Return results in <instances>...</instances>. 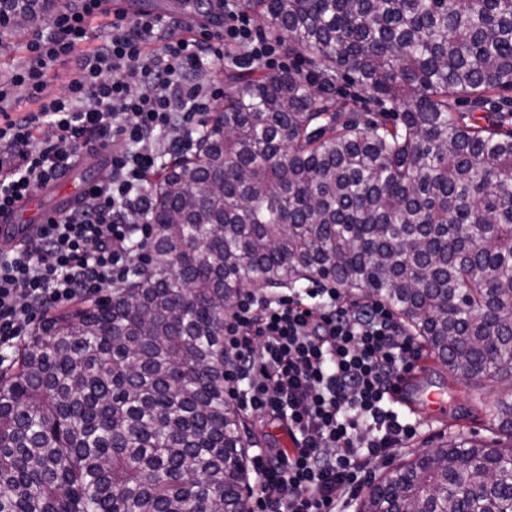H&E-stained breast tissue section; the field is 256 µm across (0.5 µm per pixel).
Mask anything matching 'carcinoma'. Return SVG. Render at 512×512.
Instances as JSON below:
<instances>
[{"label": "carcinoma", "instance_id": "cac0c4a2", "mask_svg": "<svg viewBox=\"0 0 512 512\" xmlns=\"http://www.w3.org/2000/svg\"><path fill=\"white\" fill-rule=\"evenodd\" d=\"M54 0H0L40 25ZM314 69L224 74L194 156L149 186L135 280L46 311L0 366V512H244L224 312L254 283L331 280L390 306L448 373L512 385V0H238ZM357 87L375 101L363 118ZM508 439L452 438L360 512H512ZM508 105L509 107L503 106L501 100L495 99L484 104L482 108H474L472 104L464 102L459 105V109L465 112H473L474 117L481 124H484L483 117H486L488 115L501 116L504 121L505 127L512 128V114L510 113L511 107L510 104ZM507 110L509 112H507Z\"/></svg>", "mask_w": 512, "mask_h": 512}]
</instances>
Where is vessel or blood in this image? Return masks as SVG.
I'll use <instances>...</instances> for the list:
<instances>
[{
	"label": "vessel or blood",
	"mask_w": 512,
	"mask_h": 512,
	"mask_svg": "<svg viewBox=\"0 0 512 512\" xmlns=\"http://www.w3.org/2000/svg\"><path fill=\"white\" fill-rule=\"evenodd\" d=\"M90 183L84 182L73 188H65L57 181L38 190L12 208L0 211V245L14 243L34 236L50 219L71 210L88 198Z\"/></svg>",
	"instance_id": "b4317fda"
}]
</instances>
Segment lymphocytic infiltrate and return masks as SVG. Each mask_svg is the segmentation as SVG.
I'll use <instances>...</instances> for the list:
<instances>
[{
  "instance_id": "obj_1",
  "label": "lymphocytic infiltrate",
  "mask_w": 512,
  "mask_h": 512,
  "mask_svg": "<svg viewBox=\"0 0 512 512\" xmlns=\"http://www.w3.org/2000/svg\"><path fill=\"white\" fill-rule=\"evenodd\" d=\"M107 0L56 12L26 45L28 61L0 75V210L63 175L80 154L111 155L88 200L35 236L0 252V355L27 335L35 313L128 276L153 232L147 180L181 151L217 95L204 74L227 60L272 69L278 43L258 36L236 0H220L224 25L169 35L150 15L114 13ZM108 23L87 46L94 18ZM159 51H151L152 43ZM70 66L62 94L47 73ZM32 110L16 108L18 100ZM224 394L241 411L284 425L292 448L254 453L256 512H340L370 464L405 448L414 422L391 395L419 350L376 299L336 288L289 289L260 302L241 294L224 318Z\"/></svg>"
}]
</instances>
